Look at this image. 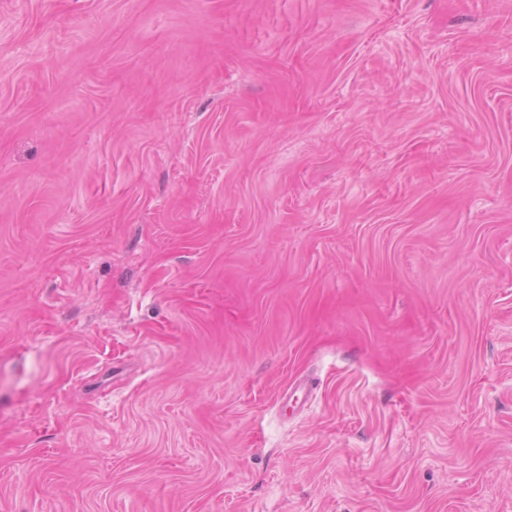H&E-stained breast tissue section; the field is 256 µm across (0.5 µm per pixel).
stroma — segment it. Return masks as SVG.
I'll use <instances>...</instances> for the list:
<instances>
[{"label": "stroma", "instance_id": "1", "mask_svg": "<svg viewBox=\"0 0 512 512\" xmlns=\"http://www.w3.org/2000/svg\"><path fill=\"white\" fill-rule=\"evenodd\" d=\"M0 512H512V0H0Z\"/></svg>", "mask_w": 512, "mask_h": 512}]
</instances>
